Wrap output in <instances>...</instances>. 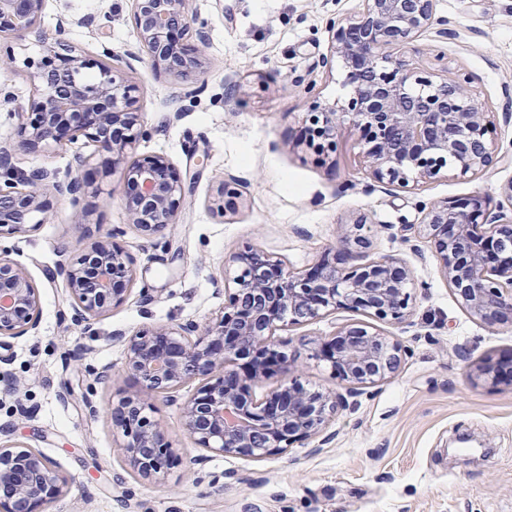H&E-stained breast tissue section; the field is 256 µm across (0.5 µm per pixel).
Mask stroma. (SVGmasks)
Returning a JSON list of instances; mask_svg holds the SVG:
<instances>
[{"label":"stroma","instance_id":"stroma-1","mask_svg":"<svg viewBox=\"0 0 512 512\" xmlns=\"http://www.w3.org/2000/svg\"><path fill=\"white\" fill-rule=\"evenodd\" d=\"M363 7L364 0H193L207 40L203 68L188 85L152 67L132 0H48L44 40L13 41L12 63L0 65V141L20 140L18 115L34 93L31 65L61 34L92 58L110 50L116 71L138 86L148 133L132 155H165L191 178L180 222L148 241L129 224L128 188L113 175L110 154L79 141L17 158L26 170L63 171L74 153L90 155L97 187L77 207L60 199L36 231L0 239L41 294L37 335L0 349V426L6 439L40 449L56 467L62 493L42 512H512V382L475 378L478 364L512 352V326L491 329L474 319L417 234L425 204L472 196L502 202L512 162L466 178L450 172L403 192L374 182L356 132H345L323 164L296 144L314 103L346 95L339 69L320 63L331 46L328 21ZM435 16L452 21L453 36L429 31L393 55L418 67L443 55L449 71L472 75L489 111H500L501 90L512 86V0H435ZM228 175L241 181L243 196L220 213L213 201ZM360 215L368 218L366 258L392 255L414 274L406 322L383 327L401 346L395 373L353 387L317 358L321 342L342 327L368 322L362 312L284 326L274 340L291 360L292 378L350 395L323 435L260 459L198 448L181 416L200 386L191 380L150 413L176 448L175 462L149 480L129 471L106 412L132 385L123 336L208 324L224 309L236 273L225 258L234 251L251 247L294 270L331 251L338 266L350 267L338 237ZM107 231L135 276L125 301L86 326L71 320L62 281L46 272L58 246L74 260ZM68 352L79 361L65 364ZM101 368L111 370L110 381L96 380ZM87 397L97 414L85 408ZM21 402L30 409L24 418L15 413Z\"/></svg>","mask_w":512,"mask_h":512}]
</instances>
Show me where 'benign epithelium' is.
Here are the masks:
<instances>
[{
  "label": "benign epithelium",
  "instance_id": "1",
  "mask_svg": "<svg viewBox=\"0 0 512 512\" xmlns=\"http://www.w3.org/2000/svg\"><path fill=\"white\" fill-rule=\"evenodd\" d=\"M134 23L153 65L188 83L201 68L202 50L186 53L173 31L204 23L190 14L188 0H135ZM46 0H0V37L45 38L40 17ZM434 0H365L354 18H333V44L322 64L342 62L343 101L316 105L303 118L300 145L326 161L336 152L341 132H359L363 157L374 181L412 191L451 169L470 177L496 162H511L512 153L489 136L491 115L471 89L469 75H448L444 67H413L388 49L405 46L425 31L438 38L454 35L446 18L434 22ZM98 68L99 78L83 80V70ZM31 118L16 143H0V238L23 235L52 215L53 200L67 197L75 206L95 193L82 170L88 158L73 157L61 173L44 167L17 171L13 158L48 147H62L83 137L98 152L112 155L119 180L135 186L125 207L141 236H163L178 223L185 183L163 155L132 157L128 148L146 135L136 107V88L114 73L112 65L94 63L69 51L55 52L36 65ZM367 220L358 216L340 238L345 249L363 247ZM419 234L442 261L448 287L461 305L489 326L512 325V220L480 198L464 204L434 202L427 207ZM107 233L90 244L75 262L62 259L51 273L67 289L72 319L91 321L123 302L118 279L128 261L112 248ZM238 268L224 311L202 329L189 323L158 328L126 340V363L139 388L110 408L112 426L130 466L151 478L174 452L159 424L146 410L148 399L167 394L183 382L202 385L182 405L183 426L199 448L260 459L320 433L337 406L333 389L310 392L288 381V356L276 349L275 332L284 323L298 324L337 310H360L379 322L405 319L413 275L401 260L384 257L347 269L319 260L308 270L293 271L255 249L229 254ZM41 308L38 287L19 263L0 251V344L36 332ZM399 344L370 326L343 328L324 343L320 356L333 373L354 384H374L399 365ZM512 353L488 358L478 376L496 383ZM278 372L281 380L257 400L254 383ZM59 478L46 457L21 443L0 447V497L8 512H36L61 492Z\"/></svg>",
  "mask_w": 512,
  "mask_h": 512
}]
</instances>
